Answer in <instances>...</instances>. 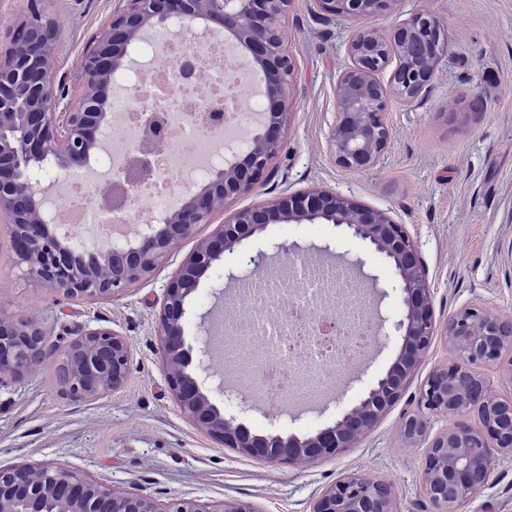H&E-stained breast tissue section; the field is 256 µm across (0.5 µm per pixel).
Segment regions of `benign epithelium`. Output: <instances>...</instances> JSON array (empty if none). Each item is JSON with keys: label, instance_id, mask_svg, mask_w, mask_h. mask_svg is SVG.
I'll return each mask as SVG.
<instances>
[{"label": "benign epithelium", "instance_id": "1", "mask_svg": "<svg viewBox=\"0 0 512 512\" xmlns=\"http://www.w3.org/2000/svg\"><path fill=\"white\" fill-rule=\"evenodd\" d=\"M29 0V13L0 49V222L14 228L17 266L34 284L69 299H110L155 269L200 224H209L224 203L253 192L283 148L282 131L293 90V63L284 46L281 19L288 0H123L94 45L84 54L75 83L56 62L57 31ZM327 15L365 22L386 13L398 0H317ZM216 21L224 38L244 51L262 84L261 115L255 133L233 159L218 165L200 188L179 193L161 224H144L133 237L88 245L74 239L48 210L44 172L65 174L89 165L110 127L107 91L127 69L132 48L158 25L184 28ZM348 51L352 65L336 86L337 119L330 135L336 165L366 171L380 161L391 138L390 103L409 104L427 91L447 52L438 19L415 12L385 37L361 26ZM388 78H382L384 72ZM323 221L344 225L367 242L393 269L402 316L394 323L401 343L395 360L368 396L336 422L298 441L252 434L227 418L199 388L211 370L209 346L195 348L185 337V300L201 276L224 255L270 224ZM163 357L170 388L181 411L226 448L267 463H310L354 447L380 416L404 394L437 336L428 272L419 247L404 225L386 212L326 190L285 195L234 212L203 242L165 289L160 317ZM38 323L14 322L0 314V385L33 371L52 353ZM460 362L434 368L418 396V412L405 417L401 434L426 441L422 489L447 510L479 494L493 466V449L512 452V397L488 386L478 397L459 384L471 367L505 368L512 386V320L470 305L448 315L442 333ZM66 385L76 400L120 388L129 373L131 350L111 329L83 330L58 353ZM475 414L479 426L455 423L429 437L430 419ZM255 512L245 502L215 509L200 499H178L163 510L147 494L120 493L56 464L0 468V512ZM313 512H396L392 486L349 475L328 487Z\"/></svg>", "mask_w": 512, "mask_h": 512}]
</instances>
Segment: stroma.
I'll return each instance as SVG.
<instances>
[{
    "mask_svg": "<svg viewBox=\"0 0 512 512\" xmlns=\"http://www.w3.org/2000/svg\"><path fill=\"white\" fill-rule=\"evenodd\" d=\"M122 7V0H40L59 32L61 71L76 75L88 47ZM415 10L438 18L447 55L422 97L408 105L392 102L391 140L374 168L338 167L329 143L336 85L352 64L347 45L356 22L323 15L316 0H288L282 34L294 66L293 96L281 152L254 193L228 201L151 273L118 297L70 300L22 275L10 227L0 223L1 313L38 322L60 347L84 327L108 328L132 352L125 384L89 400L71 397L54 355L22 379L7 381L0 388V468L52 462L119 492L150 494L163 505L192 498L219 510L244 501L255 512H313L328 486L361 473L391 484L398 512H437L421 489L424 445L407 443L400 425L417 412L429 372L456 361L443 339L434 340L401 399L357 447L313 463L271 465L224 447L182 413L167 383L159 335L164 285L225 215L316 188L346 194L405 224L429 271L437 323L472 304L512 317V0H404L370 25L387 35ZM276 242L296 246L313 264L328 254L355 264L357 280L372 289L371 303L388 321L399 319L390 268L346 227L320 224L307 234L293 224H272L201 277L185 303L190 343H197L214 307L234 299L219 292V276L247 269L257 253L279 261ZM398 346L392 337L374 342L367 362L349 370L352 387L341 403L290 399L287 419L273 427L255 409L238 419L265 434H312L366 396ZM458 512H512L511 453H496L488 485Z\"/></svg>",
    "mask_w": 512,
    "mask_h": 512,
    "instance_id": "obj_1",
    "label": "stroma"
}]
</instances>
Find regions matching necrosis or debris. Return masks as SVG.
Instances as JSON below:
<instances>
[{
  "mask_svg": "<svg viewBox=\"0 0 512 512\" xmlns=\"http://www.w3.org/2000/svg\"><path fill=\"white\" fill-rule=\"evenodd\" d=\"M174 42L173 29L161 27L138 48L157 75L153 89L121 81L112 86L110 147L98 158L102 167L111 169V177L93 181L85 171L72 172L62 193L52 197L58 218L73 225L78 235L111 236L119 217L135 226L162 220L176 203L177 187L206 180L224 159L223 145L203 136L198 124L215 88L224 83V70L210 60L209 40H202L197 54L186 60L172 53ZM136 155L151 161L146 179L138 184L129 208H106L105 197ZM243 285L235 313L224 323V347L261 382L265 420H274L280 399L298 387L300 378L344 388L345 367L361 349L345 334L364 315L363 290L346 275L321 266L276 276L254 272ZM320 315L335 324L342 339L328 342L315 334L314 320Z\"/></svg>",
  "mask_w": 512,
  "mask_h": 512,
  "instance_id": "4bbe7bcc",
  "label": "necrosis or debris"
}]
</instances>
